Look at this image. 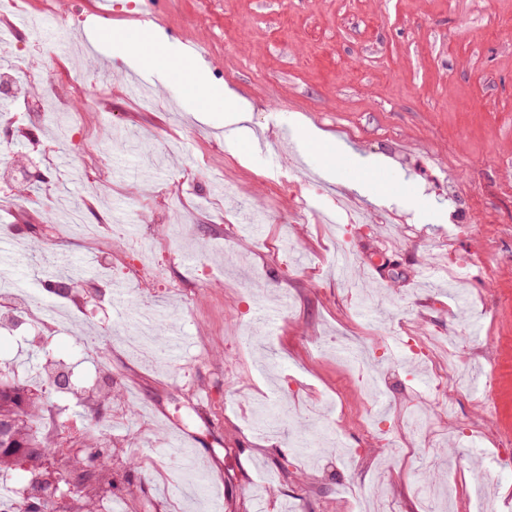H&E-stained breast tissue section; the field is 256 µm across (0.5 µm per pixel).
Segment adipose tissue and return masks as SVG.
<instances>
[{
  "label": "adipose tissue",
  "instance_id": "1",
  "mask_svg": "<svg viewBox=\"0 0 512 512\" xmlns=\"http://www.w3.org/2000/svg\"><path fill=\"white\" fill-rule=\"evenodd\" d=\"M86 34L92 42H106L112 57L155 74L160 81L178 78L198 119L219 117L224 121L228 142H250L249 104L227 85L213 81L208 68L193 53L170 42L156 26L146 24L110 36L103 28L92 27Z\"/></svg>",
  "mask_w": 512,
  "mask_h": 512
}]
</instances>
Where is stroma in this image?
Instances as JSON below:
<instances>
[{"mask_svg": "<svg viewBox=\"0 0 512 512\" xmlns=\"http://www.w3.org/2000/svg\"><path fill=\"white\" fill-rule=\"evenodd\" d=\"M104 26H157L193 48L212 78L252 109L269 155L241 156L203 123L177 82L144 73L156 107L128 92L130 66L92 46L73 17L89 0H27L26 13L72 33L70 47L22 33L16 72L90 74L88 136L56 137L46 112L22 130L30 171L82 167L86 140L105 149L91 179L54 186L62 205L106 212L112 253L56 243L42 207L24 203L0 226V273L62 309L59 330L0 331V373L61 364L66 389L41 395L68 441L87 428L83 394L113 387L104 428L122 512H358L375 486L379 512H512V373L495 414L480 392L494 364L512 365V0H113ZM335 148L336 179L295 143L296 120ZM111 127V148L102 130ZM393 186L355 193L361 166ZM363 224H327L337 194ZM150 248L152 287L124 264ZM470 259L455 274L449 257ZM76 261L89 273L67 297L43 290ZM492 266L486 278L484 266ZM123 284L115 295L114 284ZM156 312L178 358H131L119 339L139 310ZM95 354L93 362L83 351ZM391 376L368 390L360 369ZM432 408L427 442L407 455L406 419ZM189 437L211 481L196 491L176 455Z\"/></svg>", "mask_w": 512, "mask_h": 512, "instance_id": "obj_1", "label": "stroma"}]
</instances>
